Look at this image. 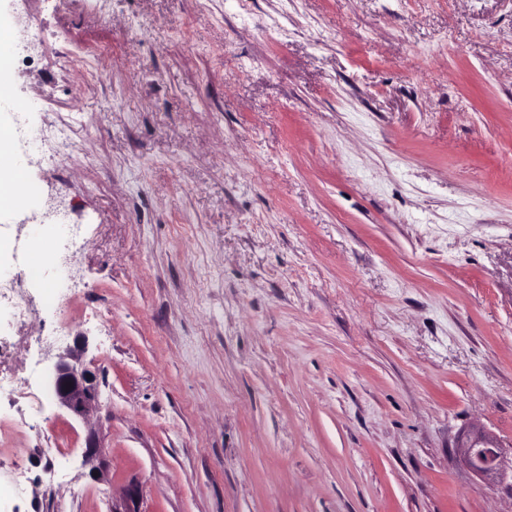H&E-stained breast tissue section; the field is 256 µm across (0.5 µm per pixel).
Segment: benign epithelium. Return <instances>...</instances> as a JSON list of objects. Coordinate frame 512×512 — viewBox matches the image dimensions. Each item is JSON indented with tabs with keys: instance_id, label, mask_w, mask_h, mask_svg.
<instances>
[{
	"instance_id": "1",
	"label": "benign epithelium",
	"mask_w": 512,
	"mask_h": 512,
	"mask_svg": "<svg viewBox=\"0 0 512 512\" xmlns=\"http://www.w3.org/2000/svg\"><path fill=\"white\" fill-rule=\"evenodd\" d=\"M86 341L75 339L74 345L59 355L53 367L54 397L60 407L74 417L87 420L97 409L99 389L96 374L83 362ZM458 456L478 476L497 480L505 477L506 466L512 467V448L502 447L492 436L477 429L472 437L456 448ZM88 461L102 460L104 448L94 433H89L83 451ZM139 490L127 489L124 497L112 503L111 512H140Z\"/></svg>"
}]
</instances>
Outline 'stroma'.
I'll return each mask as SVG.
<instances>
[{
    "instance_id": "1",
    "label": "stroma",
    "mask_w": 512,
    "mask_h": 512,
    "mask_svg": "<svg viewBox=\"0 0 512 512\" xmlns=\"http://www.w3.org/2000/svg\"><path fill=\"white\" fill-rule=\"evenodd\" d=\"M38 186L0 262L8 512H512V0H0ZM49 222L30 228L29 217ZM78 231L76 250L27 253ZM100 410L29 380L76 337ZM109 455L83 457L88 429ZM0 308L7 310L10 320L14 323H25L32 316L27 305L25 288L10 270L0 271ZM458 456L478 476L497 480L506 474V463L512 475V448H503L492 436L476 429L472 437L456 448Z\"/></svg>"
}]
</instances>
